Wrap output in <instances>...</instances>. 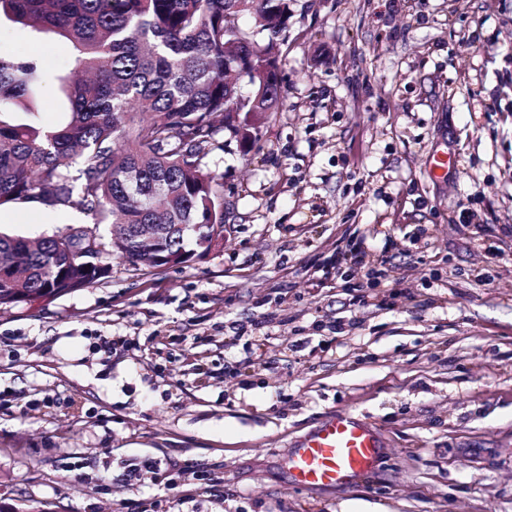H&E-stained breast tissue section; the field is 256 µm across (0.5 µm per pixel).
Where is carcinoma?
<instances>
[{
    "label": "carcinoma",
    "instance_id": "obj_1",
    "mask_svg": "<svg viewBox=\"0 0 512 512\" xmlns=\"http://www.w3.org/2000/svg\"><path fill=\"white\" fill-rule=\"evenodd\" d=\"M290 0H0V21L52 32L73 46L59 78L68 111L43 121L44 73L0 53V207L41 202L130 226L113 254L159 268L139 250L142 224H175L163 253H191L208 224L224 223V182L205 163L220 147L224 115L240 150L257 148V124L279 111L283 86L265 75L283 60L273 36ZM250 85L230 121L235 79ZM110 267L76 247L70 229L37 238L0 231V310L48 303L100 283Z\"/></svg>",
    "mask_w": 512,
    "mask_h": 512
}]
</instances>
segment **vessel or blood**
Masks as SVG:
<instances>
[{
	"mask_svg": "<svg viewBox=\"0 0 512 512\" xmlns=\"http://www.w3.org/2000/svg\"><path fill=\"white\" fill-rule=\"evenodd\" d=\"M383 454V444L369 422L336 413L291 449L288 479L318 490L351 485L373 479Z\"/></svg>",
	"mask_w": 512,
	"mask_h": 512,
	"instance_id": "b4317fda",
	"label": "vessel or blood"
}]
</instances>
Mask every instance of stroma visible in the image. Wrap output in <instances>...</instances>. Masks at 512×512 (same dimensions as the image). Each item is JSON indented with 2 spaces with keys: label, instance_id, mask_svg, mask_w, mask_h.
<instances>
[{
  "label": "stroma",
  "instance_id": "1",
  "mask_svg": "<svg viewBox=\"0 0 512 512\" xmlns=\"http://www.w3.org/2000/svg\"><path fill=\"white\" fill-rule=\"evenodd\" d=\"M290 8L281 110L257 150L224 131L207 157L223 248L151 274L107 252L94 287L0 312V505L512 512V0ZM0 52L41 61L58 119L70 43L4 24ZM93 223L0 209L27 237ZM359 243L393 279L337 265ZM337 412L379 431L378 477L290 485L289 448Z\"/></svg>",
  "mask_w": 512,
  "mask_h": 512
}]
</instances>
